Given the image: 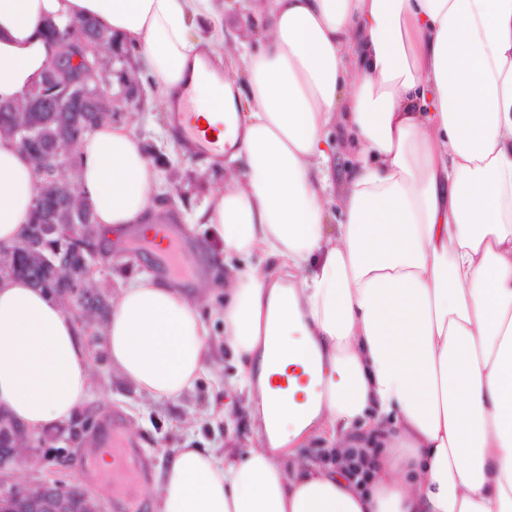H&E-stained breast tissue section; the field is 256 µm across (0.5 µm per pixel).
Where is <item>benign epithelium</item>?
I'll use <instances>...</instances> for the list:
<instances>
[{
  "instance_id": "obj_1",
  "label": "benign epithelium",
  "mask_w": 512,
  "mask_h": 512,
  "mask_svg": "<svg viewBox=\"0 0 512 512\" xmlns=\"http://www.w3.org/2000/svg\"><path fill=\"white\" fill-rule=\"evenodd\" d=\"M53 53L57 55L58 65L46 71L40 80L33 83L31 97L25 110H17L11 101L0 102V109L12 114V120L9 123L0 125V139L11 141L28 156L36 157L42 164L60 170L66 166V163L57 151L49 147L36 149L32 146V139L24 136V133L29 131V113L72 111L66 92L58 90L57 82L60 77H68L73 84L92 80L102 86L101 99L96 106L98 112H112L113 104L117 100L124 102L129 108H140L143 106V92L141 86L121 79L119 80L121 92L114 95L110 93L107 79L108 65H102L96 73H71L67 68L69 54L66 50L55 46ZM75 192H77V185L74 182L65 181L60 177H46L39 181L35 203L39 204L48 198L59 196L69 197ZM44 235L56 239L58 244L64 246L76 242L80 251L93 257L97 254V238L87 219L84 220V228L69 237L64 236L56 225L46 227ZM57 252L58 249L52 247L47 253L42 244L27 237L13 245L1 244L0 275L12 272L21 256L27 257V263L31 269L41 272L49 267L56 274L58 268L54 267V254ZM32 439L33 436L22 432L14 421L0 413V469H5L19 461L20 448L32 447ZM77 503L82 504V512H101L100 505L81 491L77 489L65 491L47 480L0 491V505H8L9 512H76L74 505Z\"/></svg>"
}]
</instances>
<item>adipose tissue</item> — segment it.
<instances>
[{"mask_svg":"<svg viewBox=\"0 0 512 512\" xmlns=\"http://www.w3.org/2000/svg\"><path fill=\"white\" fill-rule=\"evenodd\" d=\"M79 20L134 47L164 123L189 101L230 147L190 221L202 265L246 260L217 313L233 399L207 412L245 410L254 444L173 449L156 512H512V0H263L238 74L212 0H0V100L44 71L48 25ZM76 152L106 248L149 233L158 172L134 125L101 122ZM38 183L0 139V243L26 236ZM208 336L198 295L149 273L104 327L113 370L154 401L210 370ZM306 358V382L272 388ZM92 384L74 314L0 279V411L53 431ZM314 438L327 457L304 455ZM354 450L376 457L365 489Z\"/></svg>","mask_w":512,"mask_h":512,"instance_id":"ef3b65f1","label":"adipose tissue"}]
</instances>
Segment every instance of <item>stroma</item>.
Segmentation results:
<instances>
[{"mask_svg":"<svg viewBox=\"0 0 512 512\" xmlns=\"http://www.w3.org/2000/svg\"><path fill=\"white\" fill-rule=\"evenodd\" d=\"M220 5L224 9V21L232 29L228 39L229 56L236 60L243 45L255 43L250 24L258 3L257 0H220ZM131 118L137 124L145 148L170 162L169 168L159 173L156 191L163 199L161 207L165 223L174 225L181 232L185 258L193 260L195 251L205 240V233L198 227L187 229L186 217L194 206L210 199L223 185L224 171L206 164L203 155L184 148H172L153 102H146L140 111L132 113ZM143 272L159 277L165 274L156 256L142 246L126 243L114 256L97 260L92 292L111 297L122 281ZM219 277L220 270L215 266L209 272L194 274L195 280L207 282L201 311L210 321V342L215 347L216 364L192 391L175 402L148 400L119 379L107 360L104 344H97L90 349L94 384L75 418L50 441L37 443L28 459L0 472V484L8 488L23 487L38 480H48L65 489L84 490L99 501L102 512H116L111 472L99 473L91 480L83 466L89 440L97 438L104 423L115 414L124 418L126 440L147 450L145 475L149 478L164 467L172 449L181 447L190 438L203 448H220L230 439L240 447H247L251 432L244 414L235 415L234 425L230 428L220 417H201L189 428L183 425L191 413L201 412L219 401L237 371L233 359L225 356L219 346L223 332L219 321L212 318L213 311L224 304Z\"/></svg>","mask_w":512,"mask_h":512,"instance_id":"obj_1","label":"stroma"}]
</instances>
